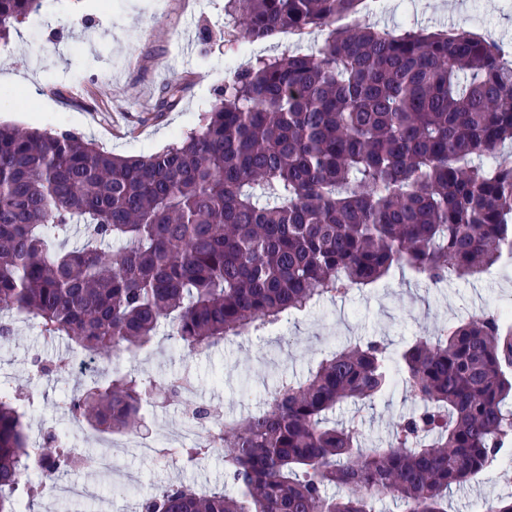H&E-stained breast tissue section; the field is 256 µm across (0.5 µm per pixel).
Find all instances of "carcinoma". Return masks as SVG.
<instances>
[{
    "mask_svg": "<svg viewBox=\"0 0 512 512\" xmlns=\"http://www.w3.org/2000/svg\"><path fill=\"white\" fill-rule=\"evenodd\" d=\"M40 0H0V40ZM362 0H225L228 33L261 42L327 32L316 53L259 56L235 71L197 125L162 150L124 157L71 132L0 125V339L23 314L96 359L135 354L161 324L191 352L258 333L328 294L406 265L432 285L512 250V64L457 29L422 32L343 19ZM170 82L157 120L183 98ZM72 224L80 248L54 241ZM105 241L123 248L108 252ZM512 326L496 313L449 323L391 366L381 340L333 351L304 380L283 378L266 409L179 449H224L239 489L157 488L139 512H448V491L498 458L512 434ZM400 377L420 403L385 448L329 424L351 400ZM157 385L127 372L66 403L101 433L141 431ZM35 457L26 413L0 392V512H27L76 464L49 433ZM330 485L342 495L329 497Z\"/></svg>",
    "mask_w": 512,
    "mask_h": 512,
    "instance_id": "obj_1",
    "label": "carcinoma"
}]
</instances>
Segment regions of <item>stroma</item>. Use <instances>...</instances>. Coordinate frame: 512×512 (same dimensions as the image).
<instances>
[{"label": "stroma", "instance_id": "1", "mask_svg": "<svg viewBox=\"0 0 512 512\" xmlns=\"http://www.w3.org/2000/svg\"><path fill=\"white\" fill-rule=\"evenodd\" d=\"M358 19L397 30L464 25L512 44V0H386ZM324 39L316 32L281 33L257 43L234 40L225 32L224 0H41L39 11L0 43V75L16 77L0 83V124L69 130L117 154L148 155L196 126L199 112L215 102L224 84L226 63L239 68L254 55L287 48L310 54ZM174 80L188 86L182 102L160 121L147 120L163 87ZM510 305L512 267L437 286L396 267L373 285L322 298L278 331L234 337L191 355L164 327L147 349L118 353L99 366L106 373L133 370L158 384L188 379L198 401L239 419L262 411L281 378H304L326 354L347 344L377 339L396 353L448 322ZM66 347L27 321L16 323L12 339L0 341V378L31 402L30 440L69 424L63 402L74 381L63 373L40 376L32 367L34 358H54ZM417 408L397 385L372 401L341 404L331 418L355 423L367 446H383L401 418ZM69 443L82 457L105 454L137 471L144 493L173 483L237 492L224 475L220 448L176 465L167 456L128 454L111 446L108 435L91 431L72 432ZM510 495L512 477H502L496 467L453 489L448 512H481L486 500Z\"/></svg>", "mask_w": 512, "mask_h": 512}]
</instances>
